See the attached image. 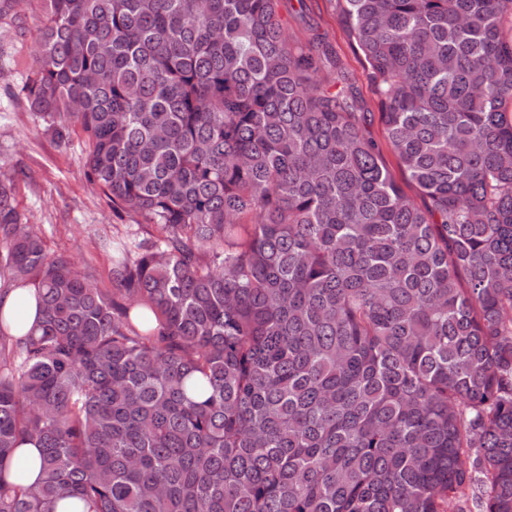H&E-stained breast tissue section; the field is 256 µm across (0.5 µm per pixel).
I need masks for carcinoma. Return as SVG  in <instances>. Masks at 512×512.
Returning a JSON list of instances; mask_svg holds the SVG:
<instances>
[{"label": "carcinoma", "mask_w": 512, "mask_h": 512, "mask_svg": "<svg viewBox=\"0 0 512 512\" xmlns=\"http://www.w3.org/2000/svg\"><path fill=\"white\" fill-rule=\"evenodd\" d=\"M336 2L421 206L282 0H46L21 92L145 237L108 292L0 174V512H512V0ZM383 157L384 162L387 165V167L392 171V173L395 175L396 179L399 181V183L402 186L403 192L406 195V197L419 205L422 204L423 199L418 192V190L415 188V186L406 180L403 175L400 172V169L398 167V162L396 157L388 150H383ZM2 310L7 317H20L19 324L12 329L15 335L27 334L38 318L35 290L29 287H18L10 291L2 299ZM40 449L32 443H24L16 453V463L5 472V479L9 482L29 484L40 475ZM19 468H25L24 471Z\"/></svg>", "instance_id": "carcinoma-1"}]
</instances>
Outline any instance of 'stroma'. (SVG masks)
<instances>
[{
    "label": "stroma",
    "mask_w": 512,
    "mask_h": 512,
    "mask_svg": "<svg viewBox=\"0 0 512 512\" xmlns=\"http://www.w3.org/2000/svg\"><path fill=\"white\" fill-rule=\"evenodd\" d=\"M282 19L293 38L323 41L356 92L365 127L383 141L377 96L362 55L339 21L336 0H284ZM46 21L43 0H15L0 14V172L11 176L19 211L35 224L51 255L75 261L101 288L112 286V237L136 228L137 215L113 210L107 196L85 177L83 133L69 144L57 142L30 112L21 91L36 62V46Z\"/></svg>",
    "instance_id": "1"
}]
</instances>
